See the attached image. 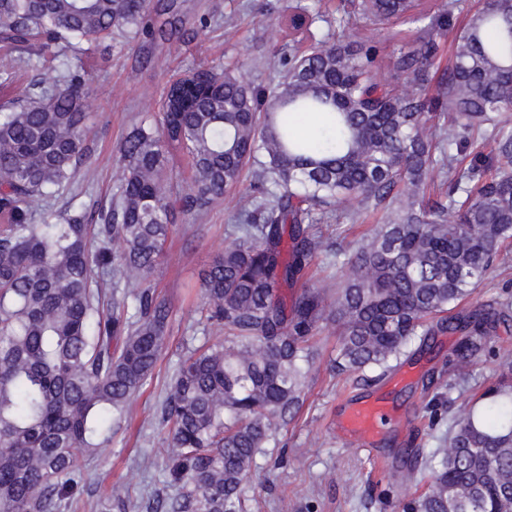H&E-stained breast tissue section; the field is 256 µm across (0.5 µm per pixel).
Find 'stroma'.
Returning a JSON list of instances; mask_svg holds the SVG:
<instances>
[{
	"label": "stroma",
	"mask_w": 512,
	"mask_h": 512,
	"mask_svg": "<svg viewBox=\"0 0 512 512\" xmlns=\"http://www.w3.org/2000/svg\"><path fill=\"white\" fill-rule=\"evenodd\" d=\"M307 0H183L177 38L166 44L141 42L131 48L106 39L85 50L87 74L88 162L95 179L76 200L61 196L57 208L89 213L108 207L120 177L117 146L133 124L156 117L173 75L205 61L239 66L247 79L274 86L279 60L288 54L297 32L290 19L294 4ZM165 68L152 65L153 57ZM246 192L231 189L206 219H177L153 285L167 300L171 315L168 343L149 384L133 399L126 420L113 425L108 447L84 455V489L63 512H99L111 501L112 512H146L152 498H167L168 431L157 412L187 349L216 342L220 333L201 323L198 274L230 244L227 228L235 223ZM380 215L350 226L325 220L323 249L312 260L311 286L336 289L348 271L354 241L371 235ZM476 305L512 303V244L477 283ZM459 334L439 332L425 347L411 346L408 356L385 376L368 370L353 375L334 367L338 335L333 322L322 323L315 338L316 358L309 367L303 405L258 455L257 468L243 493V512H399V503L424 492L426 476L414 473L411 448L429 456L447 438L455 416L498 376L490 355L512 347V319L492 329L488 349L472 361L466 380H457L452 365ZM381 397L392 409L383 432L373 442L346 434L340 427L354 402Z\"/></svg>",
	"instance_id": "stroma-1"
}]
</instances>
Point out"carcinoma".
Segmentation results:
<instances>
[{
    "instance_id": "carcinoma-1",
    "label": "carcinoma",
    "mask_w": 512,
    "mask_h": 512,
    "mask_svg": "<svg viewBox=\"0 0 512 512\" xmlns=\"http://www.w3.org/2000/svg\"><path fill=\"white\" fill-rule=\"evenodd\" d=\"M454 8L359 0L395 37L423 32L389 72L373 50L312 30L272 89L231 68L190 70L121 140L113 206L93 224L64 212L36 224L76 175H93L86 80L69 51L114 35L129 47L154 14L172 37L178 0H0V42L38 34L58 60L52 82L0 105V512H59L81 493L82 452L109 442L165 347L170 308L150 278L175 213L199 220L247 176L233 241L200 275L198 314L228 336L187 352L160 406L178 493L153 512H241L257 455L302 404L324 321L339 328L340 369L387 370L442 314L466 333L455 361L466 378L503 319L461 306L512 240V0L468 13L433 85L431 32ZM302 112L324 116L313 141L294 133ZM434 172L448 183L436 199ZM333 206L352 224L381 211L382 224L353 245L335 293L282 292L321 250L315 224ZM498 360L507 373L455 419L429 490L403 512H512V350Z\"/></svg>"
}]
</instances>
